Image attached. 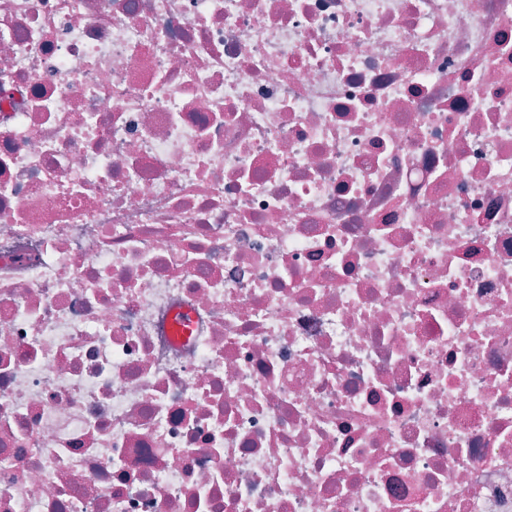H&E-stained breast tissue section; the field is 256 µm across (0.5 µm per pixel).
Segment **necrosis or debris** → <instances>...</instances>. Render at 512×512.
Wrapping results in <instances>:
<instances>
[{
  "instance_id": "4bbe7bcc",
  "label": "necrosis or debris",
  "mask_w": 512,
  "mask_h": 512,
  "mask_svg": "<svg viewBox=\"0 0 512 512\" xmlns=\"http://www.w3.org/2000/svg\"><path fill=\"white\" fill-rule=\"evenodd\" d=\"M0 512H512V0H0Z\"/></svg>"
}]
</instances>
